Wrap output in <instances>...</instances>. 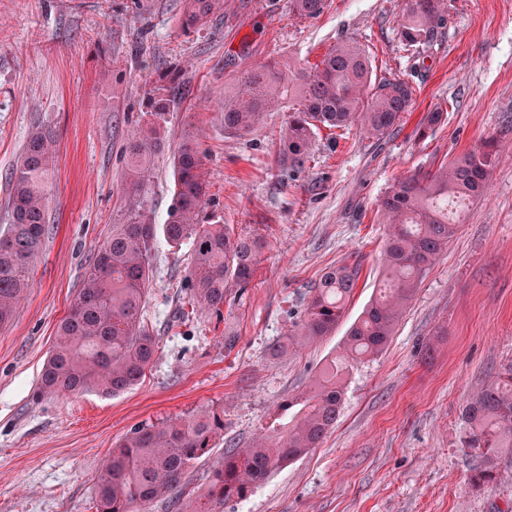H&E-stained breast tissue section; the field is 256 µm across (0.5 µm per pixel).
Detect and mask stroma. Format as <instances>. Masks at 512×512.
Wrapping results in <instances>:
<instances>
[{"mask_svg": "<svg viewBox=\"0 0 512 512\" xmlns=\"http://www.w3.org/2000/svg\"><path fill=\"white\" fill-rule=\"evenodd\" d=\"M405 8L327 0L305 19L288 0H224L223 14L186 29L181 0H0V225L32 127L49 130L58 149L31 286L0 325V512H96L101 466L132 428L218 408L223 440L174 502L150 509L187 512L225 451L251 446L270 414L342 355L381 285L388 227L378 208L388 188L489 139L499 158L487 195L426 271L384 352L347 373L335 427L216 512H512V454L493 482L473 485L460 421L472 393L512 365V0H450L433 43L415 51L399 35ZM340 39L363 45L377 77L415 87L413 109L388 135L320 128L295 174L276 161L288 110L225 134L224 93L243 72L271 58L317 64ZM173 68L176 104L158 130L165 149L145 205L165 223L173 152L193 132L206 154L204 213L262 241L255 276L227 289L223 320L189 312L192 245L158 237L143 307L158 350L145 376L115 396L40 397L57 327L130 207L126 137L144 126L147 92ZM436 110L440 124L419 137ZM338 265L358 267L359 280L335 333L275 355Z\"/></svg>", "mask_w": 512, "mask_h": 512, "instance_id": "obj_1", "label": "stroma"}]
</instances>
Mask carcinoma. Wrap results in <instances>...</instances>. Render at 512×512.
Segmentation results:
<instances>
[{
	"label": "carcinoma",
	"mask_w": 512,
	"mask_h": 512,
	"mask_svg": "<svg viewBox=\"0 0 512 512\" xmlns=\"http://www.w3.org/2000/svg\"><path fill=\"white\" fill-rule=\"evenodd\" d=\"M325 0H290L291 13L313 18ZM224 9V0H184L183 26L202 27ZM447 0H407L400 35L408 47L428 43L443 24ZM369 54L353 41H339L317 64L291 70L277 61L250 68L236 88L224 93V134L248 133L266 112L288 106V124L279 137L278 157L294 171L305 168L312 133L319 126L359 124L382 138L415 103L414 87L387 78L375 81ZM150 97L152 125L124 145L125 189L133 200L126 222L118 224L89 267L78 297L57 328L43 365L41 396L95 391L112 396L135 386L157 352L156 336L143 321L156 224L143 200L153 156L162 148L156 127L174 108L164 82ZM57 154L52 135L40 126L29 134L14 168L8 206L10 224L0 230V324L10 321L21 294L31 287L29 262L42 245L48 176ZM497 155L495 143L441 164L434 172L395 182L379 204L389 225L384 244L383 288L349 330L346 356L327 365L310 391L280 406L267 433L251 447L224 454L204 496L190 512H214V505L245 497L272 471L316 447L336 423L343 397L342 376L357 361L381 353L419 280L447 248L467 203L483 197ZM204 151L190 132L174 154L175 191L163 233L168 242L192 240L191 305L224 317V291L247 287L256 272L262 244L234 233L226 224H203L208 201ZM359 270L326 271L313 288L303 321L289 344H307L331 335L344 316ZM463 447L475 460L473 479L489 482L504 448H512V366L499 381L482 388L463 409ZM224 438V413L203 409L159 425L135 427L104 463L96 486V512H149L152 503L177 490L188 470Z\"/></svg>",
	"instance_id": "1"
}]
</instances>
